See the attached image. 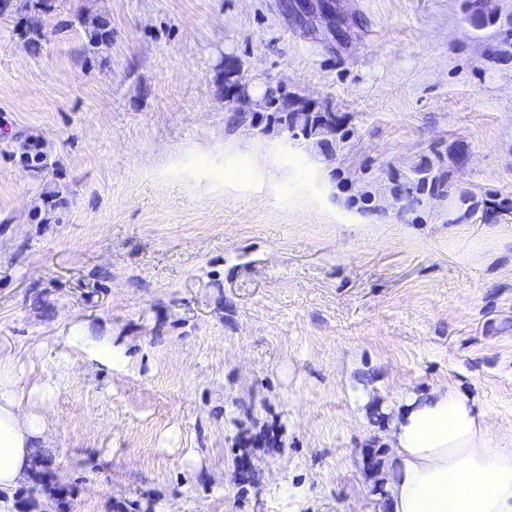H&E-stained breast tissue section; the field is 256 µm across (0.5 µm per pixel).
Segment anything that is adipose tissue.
<instances>
[{
  "label": "adipose tissue",
  "mask_w": 512,
  "mask_h": 512,
  "mask_svg": "<svg viewBox=\"0 0 512 512\" xmlns=\"http://www.w3.org/2000/svg\"><path fill=\"white\" fill-rule=\"evenodd\" d=\"M17 366L0 358V507L33 476L48 440L41 407L24 403ZM386 440L391 512H512V438L494 436L466 394L409 396Z\"/></svg>",
  "instance_id": "ef3b65f1"
}]
</instances>
